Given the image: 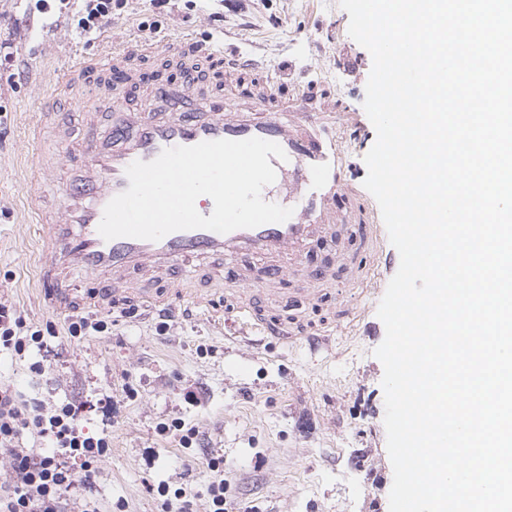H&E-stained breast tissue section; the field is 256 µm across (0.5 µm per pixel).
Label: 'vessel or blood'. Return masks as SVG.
Listing matches in <instances>:
<instances>
[{"label":"vessel or blood","instance_id":"1","mask_svg":"<svg viewBox=\"0 0 512 512\" xmlns=\"http://www.w3.org/2000/svg\"><path fill=\"white\" fill-rule=\"evenodd\" d=\"M146 53L176 60L182 81L143 90L126 64L130 57ZM200 58L223 62L228 77L255 66L231 46L217 48L202 42L186 52L161 40L134 39L105 54L74 58L61 71L58 82L68 98L59 110L49 111V118L61 133L65 125L59 117L68 113L96 134L84 141V161L66 187L56 214L50 218L37 212L31 215L39 248L48 257L39 266L37 278L52 310L59 313L102 309L110 306L114 294L122 293L136 299L149 314L184 297L183 285L191 271L220 272L227 261L262 256L269 260L265 281L239 290L234 316L243 326L263 330L287 345L300 344L303 338L298 332L257 319V307L268 295L269 284L289 274L303 275L311 245L335 224L357 221L362 243L373 253L379 247L377 227L371 224L364 203L346 213L336 209L337 198L349 191L339 141L348 120L317 82H292L284 74L273 84L235 85L238 105L225 110L194 75ZM285 85L291 86V95L282 94ZM103 97L111 105L112 121L102 128L91 104ZM251 137L278 143L287 155L283 161L271 159L276 180L267 187L277 195L278 205L292 208L285 222L225 234L180 230L157 241L130 237L107 241L100 236L104 208L128 188L125 169L132 162L154 160L175 146ZM47 169V163L36 165L26 188L29 202H38L44 195ZM283 257L289 258V265H280ZM77 273L92 276L98 290L73 294L70 280ZM139 274L162 282L163 290L139 288L135 280Z\"/></svg>","mask_w":512,"mask_h":512}]
</instances>
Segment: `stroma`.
Here are the masks:
<instances>
[{"label": "stroma", "instance_id": "35a3bbf8", "mask_svg": "<svg viewBox=\"0 0 512 512\" xmlns=\"http://www.w3.org/2000/svg\"><path fill=\"white\" fill-rule=\"evenodd\" d=\"M131 18L130 32L104 29L103 39L121 43L125 36L190 37L219 43L234 36L258 66L255 76L275 79L281 63H289L295 79L325 82L336 109L352 112L343 148L354 189H362L368 170L365 154L376 131L363 101L372 67L370 53L349 35V15L338 0H123L116 9ZM66 9L53 45L42 36L17 41L18 26L29 16L27 0H0V36L11 39L14 54L27 65V75L45 80L35 94L15 69L0 65V299L12 303L28 323H62L49 310L36 280L43 256L24 199L23 177L39 155L50 158L48 189L42 208L56 212L62 189L77 174L81 129L70 139L52 138L39 145L30 135L43 100L57 97L54 70L73 50L94 52L98 41L81 36ZM101 38V39H102ZM361 254L348 225L315 248L310 264L334 267L337 253ZM335 287L318 304L290 303L298 281L277 284L260 313L292 323L302 335L313 336L330 326L335 353L311 354L284 347L264 336L254 344L232 341L234 324L213 325L203 311L176 304L166 329L157 320H143L132 302H124L111 318V332L66 343L50 373H31L26 364L0 352V382L26 398L52 406L63 399L79 403L106 397L118 412L110 424L86 410L90 431L109 430L112 453L104 462L96 497L100 512H161L152 485L165 482L183 488L194 512H208L206 461H224L238 512H389L393 470L386 447L383 366L374 349L385 337L377 316L379 298L358 296L351 269H336ZM362 310V336L345 334V309ZM135 397H128V389ZM197 403H188L187 392ZM182 419L196 431L201 445L182 448L173 435L159 434L160 424Z\"/></svg>", "mask_w": 512, "mask_h": 512}]
</instances>
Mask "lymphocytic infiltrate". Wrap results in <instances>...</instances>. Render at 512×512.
I'll use <instances>...</instances> for the list:
<instances>
[{
  "mask_svg": "<svg viewBox=\"0 0 512 512\" xmlns=\"http://www.w3.org/2000/svg\"><path fill=\"white\" fill-rule=\"evenodd\" d=\"M54 323L27 322L16 307L0 302V351L10 353L44 374L51 366ZM49 444L39 453L25 445L26 436ZM0 452L11 459L8 480L0 486V512H64L73 488H81L80 512H99L94 495L101 466L112 452L108 431L85 432L81 407L71 400L45 409L0 385Z\"/></svg>",
  "mask_w": 512,
  "mask_h": 512,
  "instance_id": "lymphocytic-infiltrate-1",
  "label": "lymphocytic infiltrate"
}]
</instances>
